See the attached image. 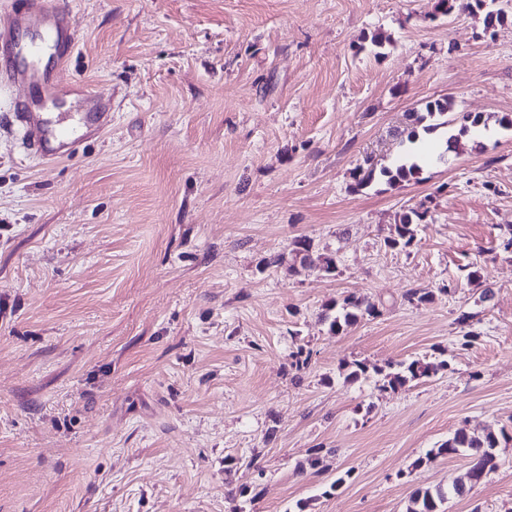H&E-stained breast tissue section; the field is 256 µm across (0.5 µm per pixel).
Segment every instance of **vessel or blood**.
Returning a JSON list of instances; mask_svg holds the SVG:
<instances>
[{"instance_id":"vessel-or-blood-1","label":"vessel or blood","mask_w":512,"mask_h":512,"mask_svg":"<svg viewBox=\"0 0 512 512\" xmlns=\"http://www.w3.org/2000/svg\"><path fill=\"white\" fill-rule=\"evenodd\" d=\"M76 48V20L66 0H0V92L27 90L0 113V127L19 133L24 151L47 165L78 154L112 121L111 98L66 77ZM75 99L85 111H65Z\"/></svg>"}]
</instances>
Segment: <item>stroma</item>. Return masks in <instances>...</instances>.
<instances>
[{
  "instance_id": "35a3bbf8",
  "label": "stroma",
  "mask_w": 512,
  "mask_h": 512,
  "mask_svg": "<svg viewBox=\"0 0 512 512\" xmlns=\"http://www.w3.org/2000/svg\"><path fill=\"white\" fill-rule=\"evenodd\" d=\"M67 2V76L112 125L50 167L0 130V512H406L468 466L427 453L490 428L497 470L441 512H512V8L488 30L436 0ZM446 96L492 123L354 189ZM301 236L320 261L293 274ZM351 293L380 313L331 334ZM414 359L447 367L340 372ZM419 174L420 167L415 162L410 164L401 163L397 165L394 170L388 167H383L379 170V175L382 177H387V183L390 186H396L402 181L417 179ZM425 214L426 211L421 212L416 209H412L409 213H405L400 220V224H397L396 226V235L387 240V245L391 248H406L410 246L415 236L413 221L414 219L422 221ZM444 367H446L444 361L439 363L422 362L420 360H412L408 363L401 362L396 364V368L391 367L392 371L383 376V385L391 389L403 387L410 381L436 375Z\"/></svg>"
}]
</instances>
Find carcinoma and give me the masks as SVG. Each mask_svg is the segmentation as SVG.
Here are the masks:
<instances>
[{
	"label": "carcinoma",
	"mask_w": 512,
	"mask_h": 512,
	"mask_svg": "<svg viewBox=\"0 0 512 512\" xmlns=\"http://www.w3.org/2000/svg\"><path fill=\"white\" fill-rule=\"evenodd\" d=\"M485 0H437L436 10L438 13L449 16L455 10L477 11L483 8ZM451 110V102L447 98L429 101L425 105L426 114L417 112L410 114L414 118V124H420L428 118L435 116H444ZM462 124L458 134L451 135L447 139L446 151L451 152L456 149L458 138L467 134L469 126H478L481 123V116L466 113L460 117ZM420 167L417 163H401L395 168L383 167L376 169L370 165L366 168L358 166L352 173L354 188L360 189L370 184L376 176L380 175L387 178V183L395 186L403 181H410L418 178ZM425 217V212L416 209L404 214L400 224L396 226V235L387 240V245L391 248H406L412 244L414 239L413 221H421ZM295 257L300 259V265L305 266L311 263L312 243L306 237H300L293 241ZM378 315V308L375 304L358 298L354 295H348L333 305L325 307L324 319L328 322L329 331L333 334L342 332L345 328L354 325L364 317H375ZM446 367V363L422 362L412 360L410 362H401L396 364V368L388 373L378 368H370L364 363L354 364V368L346 374V379L356 381L362 377L368 376L369 372L383 375V387L396 389L406 385L413 380L428 378L437 374ZM506 436V432L496 433L489 429L480 438H472L464 433H456L439 447L429 451L426 458L415 462L414 467L418 468L434 457L453 456L459 453H465L469 457V467L464 476L459 477L448 485V489L437 487L433 490L427 488L417 490L410 500L407 512H439V505L444 502L448 496L454 495L462 497L472 490L477 484L482 482L487 475L495 471L498 467L495 448L499 444V437Z\"/></svg>",
	"instance_id": "obj_1"
}]
</instances>
